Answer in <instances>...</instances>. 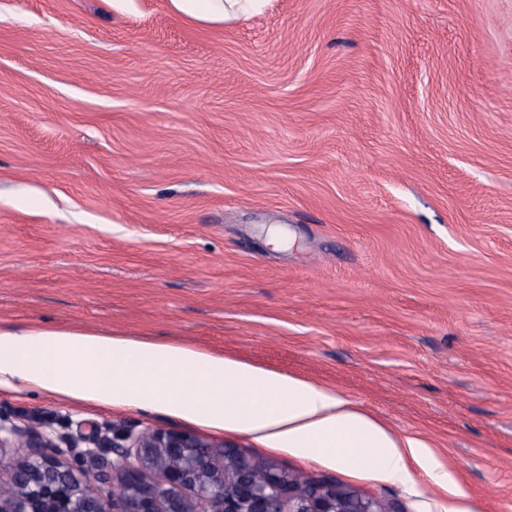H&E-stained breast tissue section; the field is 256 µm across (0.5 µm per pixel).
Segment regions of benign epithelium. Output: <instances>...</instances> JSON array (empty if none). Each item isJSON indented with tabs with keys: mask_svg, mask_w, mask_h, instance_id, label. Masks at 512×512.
<instances>
[{
	"mask_svg": "<svg viewBox=\"0 0 512 512\" xmlns=\"http://www.w3.org/2000/svg\"><path fill=\"white\" fill-rule=\"evenodd\" d=\"M20 433L0 423V454ZM91 444L80 457L92 471L78 473L51 436L28 437L26 457L0 471V512H388L333 478L257 462L190 433L114 425L112 437ZM104 444L116 455L110 464L97 452ZM97 484H112L118 493L105 499Z\"/></svg>",
	"mask_w": 512,
	"mask_h": 512,
	"instance_id": "obj_1",
	"label": "benign epithelium"
}]
</instances>
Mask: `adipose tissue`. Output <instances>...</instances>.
Here are the masks:
<instances>
[{
    "mask_svg": "<svg viewBox=\"0 0 512 512\" xmlns=\"http://www.w3.org/2000/svg\"><path fill=\"white\" fill-rule=\"evenodd\" d=\"M206 22L259 14L267 0H173ZM0 391L42 392L75 405L161 412L216 431L246 432L267 448L354 464L408 481L409 462L447 488L427 441L403 437L320 384L191 345L83 327L0 328Z\"/></svg>",
    "mask_w": 512,
    "mask_h": 512,
    "instance_id": "adipose-tissue-1",
    "label": "adipose tissue"
}]
</instances>
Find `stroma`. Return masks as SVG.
<instances>
[{
  "instance_id": "35a3bbf8",
  "label": "stroma",
  "mask_w": 512,
  "mask_h": 512,
  "mask_svg": "<svg viewBox=\"0 0 512 512\" xmlns=\"http://www.w3.org/2000/svg\"><path fill=\"white\" fill-rule=\"evenodd\" d=\"M189 343L431 442L401 483L161 412L0 393L328 475L390 512H512V0H0V327ZM176 9L206 22L227 23L240 16L259 14L267 0H172Z\"/></svg>"
}]
</instances>
